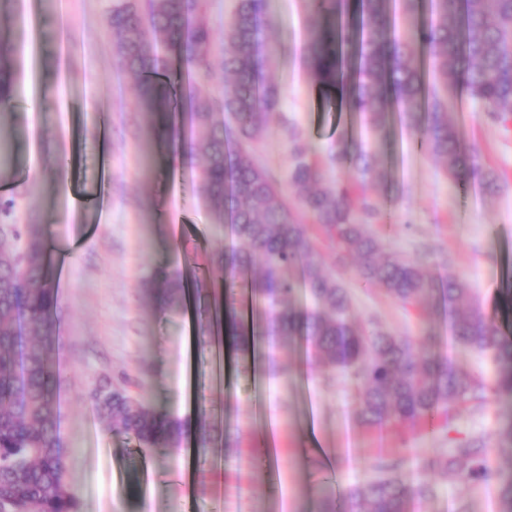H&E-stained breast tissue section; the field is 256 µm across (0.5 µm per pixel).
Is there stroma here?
Returning <instances> with one entry per match:
<instances>
[{
    "mask_svg": "<svg viewBox=\"0 0 512 512\" xmlns=\"http://www.w3.org/2000/svg\"><path fill=\"white\" fill-rule=\"evenodd\" d=\"M269 11L265 38L279 50L264 74L279 87L282 107L258 155L281 175L289 164L283 119L325 152L344 132L363 128L311 76L301 0H269ZM15 24L25 93L0 105V120L20 133L12 145L18 161L0 178V195L15 199L14 223L39 216L51 256H73L68 279L56 283L66 303L56 348L65 481L82 512H319L322 491L344 503L388 464L434 488L411 512H497L495 486L449 481L416 465L512 425V395L493 390L500 363L454 340V311L436 304L420 312L361 286L351 258L313 226L325 266L352 293L356 320L413 337L421 351L483 376L485 401L450 404L414 430H374L355 414L357 386L318 365L301 339L263 346L253 357L225 350L224 382L216 384L212 330L200 324L199 311L224 282L213 254L236 242L230 225L214 223L190 192L199 161L163 155L150 117L136 111L135 84L114 63L103 0H11L0 9V27ZM448 110L463 149L478 151L500 174V191L475 183L455 194L443 164L396 128L374 149L392 183L365 188L382 209L370 229L386 248L420 260L434 280H468L484 313L512 326L505 278L512 268V127L493 123L462 88ZM175 268L187 307L164 313L142 282ZM104 378L156 410L229 436V447L192 467L187 445L149 451L108 431L86 401Z\"/></svg>",
    "mask_w": 512,
    "mask_h": 512,
    "instance_id": "35a3bbf8",
    "label": "stroma"
}]
</instances>
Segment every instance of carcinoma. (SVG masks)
I'll list each match as a JSON object with an SVG mask.
<instances>
[{"instance_id": "obj_1", "label": "carcinoma", "mask_w": 512, "mask_h": 512, "mask_svg": "<svg viewBox=\"0 0 512 512\" xmlns=\"http://www.w3.org/2000/svg\"><path fill=\"white\" fill-rule=\"evenodd\" d=\"M308 62L313 79L336 92L348 111L366 118L385 141L396 113L416 147L446 165L460 192L474 181L498 189L496 175L476 154L461 149L445 95L461 85L495 122L512 120V0H304ZM106 21L115 65L138 87L137 107L157 114L177 111L178 99L162 77L177 58L196 77L219 70L224 94L198 86L190 102L197 133L189 153L204 163L195 181L216 223H229L237 248L224 255V290L213 296V315L229 319L235 346L259 347L268 336H301L314 359L350 376L359 387L358 418L365 424L415 427L441 407L481 399L482 379L446 359L414 352L412 338L359 327L352 298L319 259L302 216L306 215L356 262L359 282L404 305L422 307L441 298L451 306L470 302L454 321L458 341L504 363L499 386L512 392V338L472 301L469 284L450 278L440 286L422 263L389 251L369 230L378 207L359 193L385 182L388 173L355 139H345L326 156L286 124L288 183L303 190L298 205L283 198L276 178L254 158L271 116L281 111V92L261 82L265 62L277 51L260 40L269 26L268 0H235L224 20V37L214 36L209 0H107ZM420 56L414 57L415 50ZM23 94L12 36L0 31V103ZM351 165L355 181L333 172ZM310 307H293L298 286ZM143 288L171 311L184 302L182 275L162 270ZM263 306L250 325L236 321L238 291ZM61 299L47 261L43 225L33 219L0 239V507L8 512H80L64 475L66 456L58 435L59 392L55 340ZM29 337L18 352V329ZM96 411L108 430L145 448H176L190 435L200 453L214 439L204 425L157 411L127 390ZM491 439L469 440L435 463L444 478L498 486L500 512H512V477L489 461ZM433 493L396 473L367 481L349 492L348 512H408L414 500Z\"/></svg>"}]
</instances>
